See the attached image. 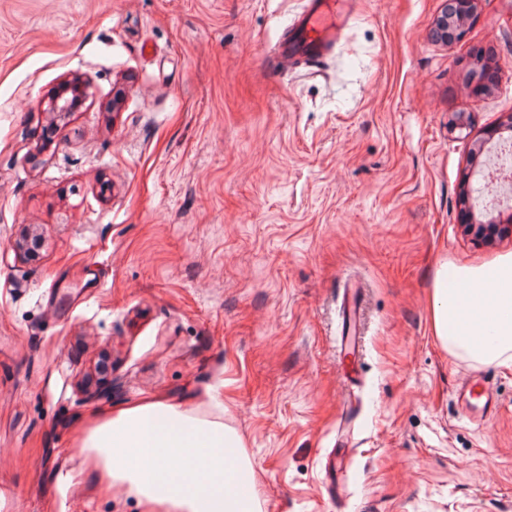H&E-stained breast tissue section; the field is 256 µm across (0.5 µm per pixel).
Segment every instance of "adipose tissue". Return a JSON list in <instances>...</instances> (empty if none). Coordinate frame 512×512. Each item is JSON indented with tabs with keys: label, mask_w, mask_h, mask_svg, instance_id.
<instances>
[{
	"label": "adipose tissue",
	"mask_w": 512,
	"mask_h": 512,
	"mask_svg": "<svg viewBox=\"0 0 512 512\" xmlns=\"http://www.w3.org/2000/svg\"><path fill=\"white\" fill-rule=\"evenodd\" d=\"M458 275L466 287L452 292L447 266L435 274V336L480 363L512 361V256L498 260L493 277L472 266ZM211 405L203 415L146 397L94 413L80 446L96 487L122 488L142 512H257L253 469L223 421V403Z\"/></svg>",
	"instance_id": "obj_1"
}]
</instances>
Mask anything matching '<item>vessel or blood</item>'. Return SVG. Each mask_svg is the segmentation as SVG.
<instances>
[{"instance_id": "obj_1", "label": "vessel or blood", "mask_w": 512, "mask_h": 512, "mask_svg": "<svg viewBox=\"0 0 512 512\" xmlns=\"http://www.w3.org/2000/svg\"><path fill=\"white\" fill-rule=\"evenodd\" d=\"M351 0H307L304 9L294 17L282 35L271 56L273 68H300L326 59L336 46L337 26L330 15L347 14ZM349 326L342 335L340 346L346 356L357 357L360 338L355 324L354 306H347ZM458 403L470 418H485L493 409V400L486 392L481 375L471 374L464 378L458 393Z\"/></svg>"}]
</instances>
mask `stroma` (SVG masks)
I'll list each match as a JSON object with an SVG mask.
<instances>
[{"label":"stroma","instance_id":"stroma-1","mask_svg":"<svg viewBox=\"0 0 512 512\" xmlns=\"http://www.w3.org/2000/svg\"><path fill=\"white\" fill-rule=\"evenodd\" d=\"M355 2L310 71L267 61L302 0H0V512H139L70 483L82 425L211 389L262 512H512V365L431 324L440 264L512 255L459 200L512 114V0H478L450 42L449 0ZM32 226L33 259L11 248ZM475 371L481 423L456 401ZM511 130H512V114L509 115L506 122H503L499 126L488 130L485 133L486 137L477 143L476 149L473 152V159H472V165H471L472 170H471V172H467V174L465 176V180H464V185L467 186V188H468V185H469L471 179L474 176L473 173L475 172V170L480 162L479 161L480 156L484 152L485 146L488 143V141L491 140L495 135H498L504 131L511 132ZM348 329L345 335H342L340 341L341 353L343 357H358V350L360 348V336H358L356 326V312L355 304H348L346 308ZM348 348V349H346Z\"/></svg>","mask_w":512,"mask_h":512}]
</instances>
